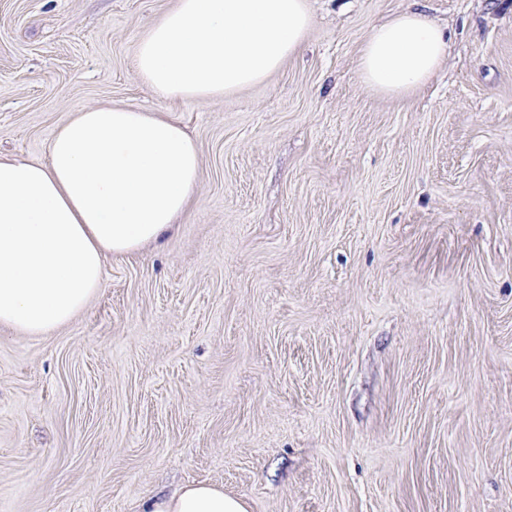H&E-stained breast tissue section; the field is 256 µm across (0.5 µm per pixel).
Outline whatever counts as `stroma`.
I'll list each match as a JSON object with an SVG mask.
<instances>
[{
	"label": "stroma",
	"mask_w": 512,
	"mask_h": 512,
	"mask_svg": "<svg viewBox=\"0 0 512 512\" xmlns=\"http://www.w3.org/2000/svg\"><path fill=\"white\" fill-rule=\"evenodd\" d=\"M420 2L450 56L398 101L370 28ZM175 0H0V156L83 107L194 137L196 201L105 260L48 336L0 325V512H512V0H309L262 83L168 100L134 51ZM139 512H248L247 503L207 483L190 484L167 497L150 500Z\"/></svg>",
	"instance_id": "35a3bbf8"
}]
</instances>
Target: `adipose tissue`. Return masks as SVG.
Here are the masks:
<instances>
[{
	"instance_id": "1",
	"label": "adipose tissue",
	"mask_w": 512,
	"mask_h": 512,
	"mask_svg": "<svg viewBox=\"0 0 512 512\" xmlns=\"http://www.w3.org/2000/svg\"><path fill=\"white\" fill-rule=\"evenodd\" d=\"M311 26L307 0H175L140 39V77L167 99L221 97L263 82ZM448 53V31L405 10L371 27L358 73L371 92L409 99ZM198 148L178 123L131 106H94L55 130L48 163L0 159V325L44 336L102 286L103 260L159 242L193 202ZM142 512H248L197 483Z\"/></svg>"
}]
</instances>
